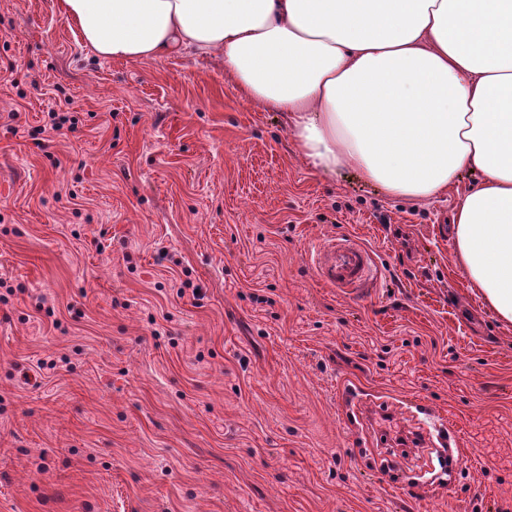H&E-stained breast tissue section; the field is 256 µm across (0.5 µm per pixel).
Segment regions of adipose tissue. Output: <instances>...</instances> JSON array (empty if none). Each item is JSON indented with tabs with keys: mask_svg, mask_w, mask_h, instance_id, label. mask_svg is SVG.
Returning a JSON list of instances; mask_svg holds the SVG:
<instances>
[{
	"mask_svg": "<svg viewBox=\"0 0 512 512\" xmlns=\"http://www.w3.org/2000/svg\"><path fill=\"white\" fill-rule=\"evenodd\" d=\"M96 56L220 58L307 162L427 200L478 175L454 259L512 324V0H58Z\"/></svg>",
	"mask_w": 512,
	"mask_h": 512,
	"instance_id": "ef3b65f1",
	"label": "adipose tissue"
}]
</instances>
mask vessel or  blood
<instances>
[{"instance_id": "obj_1", "label": "vessel or blood", "mask_w": 512, "mask_h": 512, "mask_svg": "<svg viewBox=\"0 0 512 512\" xmlns=\"http://www.w3.org/2000/svg\"><path fill=\"white\" fill-rule=\"evenodd\" d=\"M372 260L369 252L345 239L331 241L317 254V271L322 281L337 288H355L365 283L371 274ZM354 414L359 422L372 424L375 418L389 415L381 403L357 399Z\"/></svg>"}]
</instances>
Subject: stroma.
<instances>
[{"label": "stroma", "instance_id": "stroma-1", "mask_svg": "<svg viewBox=\"0 0 512 512\" xmlns=\"http://www.w3.org/2000/svg\"><path fill=\"white\" fill-rule=\"evenodd\" d=\"M476 178L316 171L220 63L102 59L0 0V512H512V325L453 258ZM330 239L366 288L320 280ZM353 390L453 425L454 479L391 476ZM317 271L322 281L336 288H355L371 274L370 253L349 239L331 241L317 254Z\"/></svg>", "mask_w": 512, "mask_h": 512}]
</instances>
